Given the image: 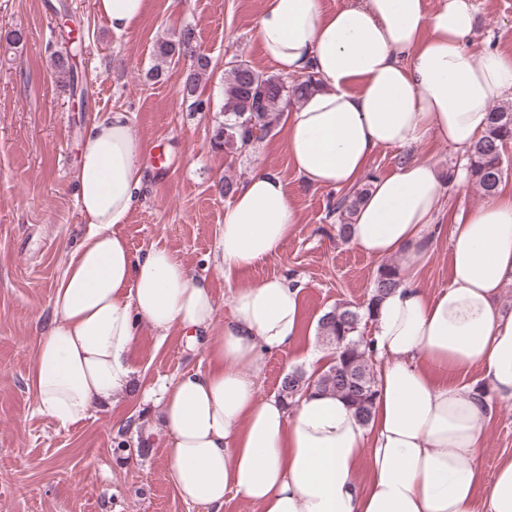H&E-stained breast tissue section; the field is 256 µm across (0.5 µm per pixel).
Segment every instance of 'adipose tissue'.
Listing matches in <instances>:
<instances>
[{"mask_svg":"<svg viewBox=\"0 0 512 512\" xmlns=\"http://www.w3.org/2000/svg\"><path fill=\"white\" fill-rule=\"evenodd\" d=\"M94 7L122 34L147 0ZM256 28L283 77L311 70L320 81L286 114L291 163L317 187L351 186L376 151L427 138L467 153L491 105L512 96V56L468 49L472 0H440L431 12L424 0H357L330 14L320 0H265ZM145 178L128 113L95 120L75 175L88 229L55 284L53 319L29 374L38 412L68 426L111 404L131 388L140 325L176 327L187 346L206 337L207 367L155 382L145 397L161 410L171 479L185 502L222 512L231 491L261 512H476L491 405L426 368L480 367L492 394L512 398V314L497 306L512 282V198L487 196L452 225L450 283L431 294L416 273L439 230L445 179L425 159L372 179L350 240L376 257L399 256L403 277L372 318L378 386L365 425L315 389L290 406L259 399L266 357L296 339L299 286L272 277L239 287L218 322L209 287L173 251L129 249L121 227ZM296 222L282 178L254 171L224 210L209 262L229 276L276 257Z\"/></svg>","mask_w":512,"mask_h":512,"instance_id":"1","label":"adipose tissue"}]
</instances>
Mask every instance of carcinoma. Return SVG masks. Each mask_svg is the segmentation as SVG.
I'll return each mask as SVG.
<instances>
[{
  "mask_svg": "<svg viewBox=\"0 0 512 512\" xmlns=\"http://www.w3.org/2000/svg\"><path fill=\"white\" fill-rule=\"evenodd\" d=\"M76 51V47L71 52L54 51L52 57L56 70L68 77L70 96L81 97L84 88L72 64ZM155 56L167 64L189 60L182 98L195 112L210 109L209 102L200 98L197 89L202 75L211 71V58L198 50L193 27L187 25L159 41ZM317 86L318 79L312 72L290 84L276 75L256 70L246 60L228 62L224 70V120L215 127V142L227 153L253 146L278 125L285 108ZM509 143H512V111L490 110L487 128L470 148L468 164L469 176L485 195L495 194L499 189L504 177L503 149ZM366 193L367 189L363 188L354 197L343 196L333 205L331 213L338 215L340 235H350L351 221ZM400 284L398 267L385 263L378 268L373 293L364 311L343 305L324 313L318 329L322 341L334 347L332 364L317 375H308L301 369L285 373L280 380L278 398L292 403L298 395L316 388L346 401L358 418L369 424L377 374L369 351L371 341L359 334L360 324L363 318L373 317L382 295Z\"/></svg>",
  "mask_w": 512,
  "mask_h": 512,
  "instance_id": "cac0c4a2",
  "label": "carcinoma"
}]
</instances>
